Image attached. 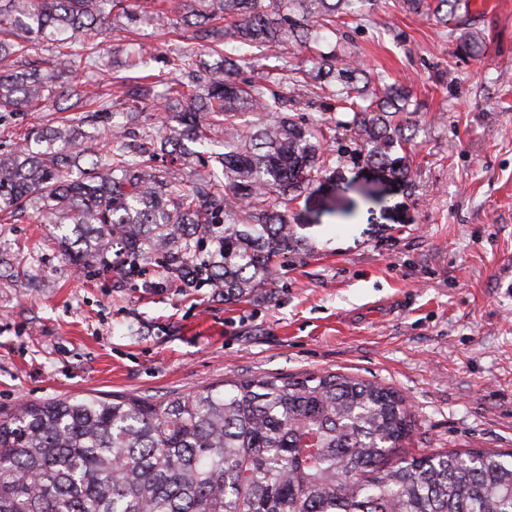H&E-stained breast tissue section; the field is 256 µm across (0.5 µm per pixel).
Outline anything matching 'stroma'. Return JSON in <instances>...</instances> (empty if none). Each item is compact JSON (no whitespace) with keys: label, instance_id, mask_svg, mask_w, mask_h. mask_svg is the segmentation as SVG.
Instances as JSON below:
<instances>
[{"label":"stroma","instance_id":"35a3bbf8","mask_svg":"<svg viewBox=\"0 0 512 512\" xmlns=\"http://www.w3.org/2000/svg\"><path fill=\"white\" fill-rule=\"evenodd\" d=\"M461 50L434 18L376 0L338 18L322 51L408 85L418 132L402 179L342 153L288 205L298 241L266 296L228 303L208 287H162L121 257L71 264L45 209L0 215V408L112 392L165 398L227 378L333 372L398 391L415 415L406 451H512V0H485ZM178 9L100 35L103 64L66 75L58 98L0 123V153L23 133L77 119L94 87L175 75L197 49ZM147 67H132L135 56Z\"/></svg>","mask_w":512,"mask_h":512}]
</instances>
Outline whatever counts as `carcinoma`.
Masks as SVG:
<instances>
[{"mask_svg":"<svg viewBox=\"0 0 512 512\" xmlns=\"http://www.w3.org/2000/svg\"><path fill=\"white\" fill-rule=\"evenodd\" d=\"M365 0H189L182 22L223 66L198 68L178 52L173 71L191 81L164 90L169 134L150 124L112 125V148L82 166L106 97L77 99L81 119L38 130L0 154V211L43 205L53 238L74 264L103 260L118 243L131 269L159 264L188 287L247 300L273 283L276 261L295 250L288 202L328 161L322 126L307 123L295 86L324 80V97L351 118L364 159L407 177L412 93L353 60L323 52L312 68L272 53L240 78L230 41L307 45ZM443 24L467 0H407ZM163 0H0V61L45 41L59 68L0 76V121L56 96L82 62L72 43L94 40L118 19L149 23ZM224 24L218 25L216 21ZM264 120L240 128L238 120ZM208 145L209 180L185 188L174 171ZM414 426L404 398L381 383L324 372L226 380L189 395L114 393L34 402L0 412V512H512V453L397 455Z\"/></svg>","mask_w":512,"mask_h":512,"instance_id":"carcinoma-1","label":"carcinoma"}]
</instances>
